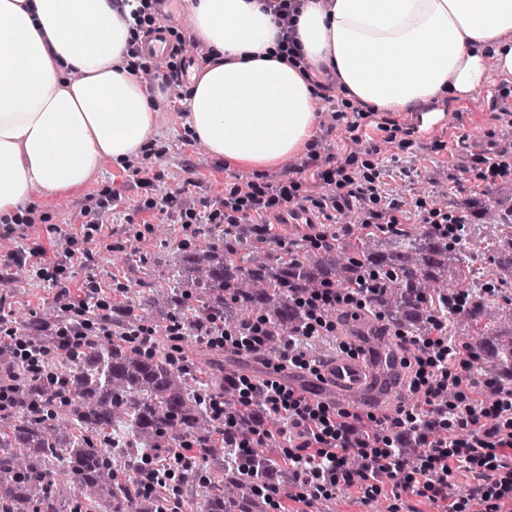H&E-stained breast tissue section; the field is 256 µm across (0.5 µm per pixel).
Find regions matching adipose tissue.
Segmentation results:
<instances>
[{
    "mask_svg": "<svg viewBox=\"0 0 512 512\" xmlns=\"http://www.w3.org/2000/svg\"><path fill=\"white\" fill-rule=\"evenodd\" d=\"M282 3L295 55L272 12ZM152 18L151 0H0V224L152 138L159 87L129 54ZM192 18L214 58L180 103L184 124L214 158L253 170L312 139L315 73L382 112L469 95L489 57L512 74V0H195Z\"/></svg>",
    "mask_w": 512,
    "mask_h": 512,
    "instance_id": "ef3b65f1",
    "label": "adipose tissue"
}]
</instances>
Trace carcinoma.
I'll list each match as a JSON object with an SVG mask.
<instances>
[{
  "instance_id": "carcinoma-1",
  "label": "carcinoma",
  "mask_w": 512,
  "mask_h": 512,
  "mask_svg": "<svg viewBox=\"0 0 512 512\" xmlns=\"http://www.w3.org/2000/svg\"><path fill=\"white\" fill-rule=\"evenodd\" d=\"M507 217L502 208L489 207L484 223L467 228L457 246L444 244L432 251L407 233L383 241L370 232L349 253L331 247L278 263L269 247L248 235L238 242L247 250L242 266L230 258L236 249L207 243L191 261L185 290L160 289L140 309L138 320L152 326L159 340L154 353L145 356L122 337L106 336L72 358L60 350L52 355L62 384L20 383L13 407L0 414V512H167L173 508L170 500L137 496L133 481L141 475L142 449L153 448L165 457L185 441L200 447V460L181 472L180 490L200 486L201 468L213 471L202 489V512H258L251 473L224 469V448L216 439L222 425L196 398L200 383L167 357L171 318L183 314L190 334L202 337L220 314L228 329L242 328L253 314L262 316L273 335L259 352L272 355L301 322L288 287L309 290L323 277L338 288L348 287L361 259L378 255L383 245L389 259L385 290L372 296L373 317L365 323L376 327L408 305L415 310L419 333L427 312L423 297L448 296V280L436 272L467 274L475 283L476 272H465L461 265L484 254L493 271L512 270ZM288 267L296 270L290 286L282 275ZM189 288L196 293L189 294ZM191 298L199 305L188 311ZM55 320L51 308L32 314L24 324L27 339L53 347L44 326ZM210 393L223 398L225 407L234 406V390L217 374ZM119 424L126 437L117 452L108 429Z\"/></svg>"
}]
</instances>
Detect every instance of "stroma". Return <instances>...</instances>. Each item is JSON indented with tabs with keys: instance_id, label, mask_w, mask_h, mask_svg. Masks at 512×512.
<instances>
[{
	"instance_id": "stroma-1",
	"label": "stroma",
	"mask_w": 512,
	"mask_h": 512,
	"mask_svg": "<svg viewBox=\"0 0 512 512\" xmlns=\"http://www.w3.org/2000/svg\"><path fill=\"white\" fill-rule=\"evenodd\" d=\"M192 3L193 0H173L170 6L172 20L166 26V34L175 51L164 59L162 72L182 70L190 76L200 72L199 67L190 63V47L194 41ZM510 107L512 75L502 74L490 59L485 64L481 87L467 97L454 101L437 100L411 112H380L361 120L353 133L348 132L346 124L333 127L327 121H320L316 130L321 144L319 153L324 158L342 159L352 147V136L357 135L363 143L381 145V153L368 155L367 160L372 168L380 171L393 195L409 199L412 189L422 185L426 188L422 202L427 208H434L431 190L436 180L444 176L448 179V210L459 208L463 201L473 196L479 198L482 205H493L497 202L496 189L479 183L474 162L476 157L492 158L512 146V123L505 115ZM386 120L411 129L409 147L387 142L385 131L378 128L379 123ZM187 134L181 113L161 112L158 133L152 140L155 153L162 159L161 164L154 167L160 175L159 193L173 191L191 180L197 187L187 196V203H194L204 196H223L225 186L236 182L239 169L204 159V145L199 142L185 145ZM115 190L120 192L122 199L108 214L106 224L95 237L99 258L90 272L106 283L118 280V288L109 290V297L134 307L143 304L157 285L166 282L171 267L187 268L189 260L200 252L206 240L219 235L220 230L205 224L201 227L200 237L183 238L174 216L146 207L149 192L136 187L128 171L111 159H103L97 172L80 190L39 195L34 205L47 221L29 227L25 244L30 248L48 246V225L66 227L80 200L91 196L95 201L105 203ZM160 224L167 226V237L155 234L154 229ZM132 238L139 241L138 255H127L124 262L113 263V255L124 253ZM90 272L74 266V283H81ZM488 285L491 292L485 297L486 315L479 317L474 327L461 332L460 337L465 341L507 348L512 346V331L496 327L489 315L501 305L502 294L512 293V272L496 276ZM1 293L7 295L19 324L23 323L25 315L57 303L54 290L33 275L7 285L0 284ZM389 504V499L382 496L370 503L363 502L359 490L353 487L334 499L320 500L304 507L292 500L288 508L290 512H387Z\"/></svg>"
}]
</instances>
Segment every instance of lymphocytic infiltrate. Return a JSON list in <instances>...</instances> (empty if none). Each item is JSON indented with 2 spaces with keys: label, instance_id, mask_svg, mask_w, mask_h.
Returning <instances> with one entry per match:
<instances>
[{
  "label": "lymphocytic infiltrate",
  "instance_id": "lymphocytic-infiltrate-1",
  "mask_svg": "<svg viewBox=\"0 0 512 512\" xmlns=\"http://www.w3.org/2000/svg\"><path fill=\"white\" fill-rule=\"evenodd\" d=\"M357 161L351 154L344 161L323 166L319 145L313 141L307 143L290 174H261L245 188L233 184L223 197L203 200L198 209L186 206L180 189L163 196L159 205L166 212L179 211L184 227L218 224L225 238L255 232L264 242L281 247L284 239L267 221L272 212L301 208L311 201L326 210V219L332 222L342 201L355 198L360 202L363 223L396 233L406 210L378 174L354 181L349 169ZM303 174L311 183L327 187L328 195L312 200L299 180ZM481 218L482 209L475 199L467 202L462 213H421L422 223L440 240L461 237L466 225L480 223ZM48 231L53 235L50 247L19 249L0 264V283L9 284L11 269L19 264L49 273L60 309L49 332L58 349L75 355L106 335V321L115 305L95 277H86L79 288L71 286L70 267L90 265L95 251L86 248L74 253L72 234L61 232L54 224ZM383 285L378 272L366 270L347 288L326 281L311 292L293 291V304L303 313L304 322L282 342L271 374L261 380L246 374L230 377L239 397L236 413H225L223 398L206 399L211 413L223 424L220 439L227 450L225 467L252 469L256 496L274 512H280L283 499L308 504L355 485L362 488L365 500L371 501L382 493L387 481L392 484L394 499L387 512H400L397 501L405 492L443 501V512H472L476 501L482 512H504L506 502L512 501V376L487 382L489 397L475 396L473 366L479 354L472 343L449 336L448 325L438 314H430L425 333L408 339L413 348L406 363L409 389L423 395L422 403L400 406L390 415L361 414L310 400L304 390L281 380V372L288 368L315 372L319 361L312 352L313 342L335 335L337 312L355 318L367 310L370 297L381 292ZM270 332L269 324L259 316L233 332L226 331L219 320L205 342L213 349L248 355L264 345ZM0 345L11 352L8 360H0L1 412L11 406L20 381H47L54 373L42 348L28 343L18 330L13 309L2 296ZM275 420L286 441L278 464L253 455L254 449L263 447ZM352 455L362 460L361 469L355 472L346 468ZM197 460L196 445L182 446L164 462L152 464L151 478L136 483V494L153 495L165 487L167 478ZM462 471L472 474L477 484L467 494L449 497L454 475Z\"/></svg>",
  "mask_w": 512,
  "mask_h": 512
}]
</instances>
